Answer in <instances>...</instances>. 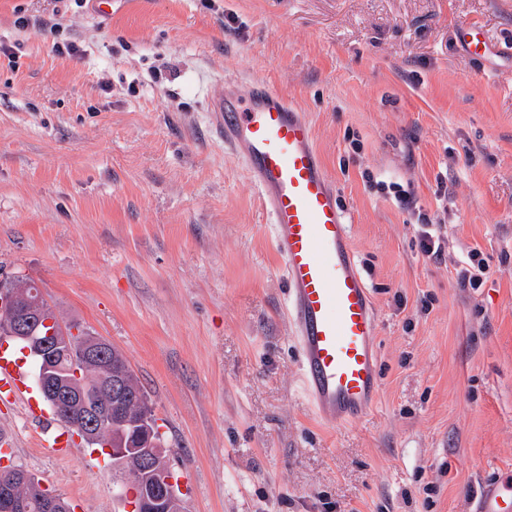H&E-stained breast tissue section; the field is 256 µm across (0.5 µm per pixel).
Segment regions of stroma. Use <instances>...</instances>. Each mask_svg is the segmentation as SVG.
Instances as JSON below:
<instances>
[{"label": "stroma", "mask_w": 512, "mask_h": 512, "mask_svg": "<svg viewBox=\"0 0 512 512\" xmlns=\"http://www.w3.org/2000/svg\"><path fill=\"white\" fill-rule=\"evenodd\" d=\"M0 43V279L121 350L185 512H471L512 470V0H0ZM253 81L312 124L377 310L376 403L335 427L300 388L260 195L210 127ZM369 175L440 216L441 258ZM0 432L74 512L125 505L107 455H57L23 405ZM458 39L466 47L468 55L475 60L482 59L489 49L480 29L474 25H462L458 30ZM480 256L481 252L477 249H472L468 252L467 259L463 262L467 267L462 268L459 272L464 286L468 283L471 288H477L479 285L481 276L486 270V265Z\"/></svg>", "instance_id": "1"}]
</instances>
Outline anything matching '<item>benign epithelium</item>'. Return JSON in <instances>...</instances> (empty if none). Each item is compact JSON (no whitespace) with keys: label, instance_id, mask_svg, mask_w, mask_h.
I'll return each mask as SVG.
<instances>
[{"label":"benign epithelium","instance_id":"1","mask_svg":"<svg viewBox=\"0 0 512 512\" xmlns=\"http://www.w3.org/2000/svg\"><path fill=\"white\" fill-rule=\"evenodd\" d=\"M26 296L17 290L3 288L0 290V304L12 310V319L8 327L9 335L21 339L29 344V350L38 358L42 365L43 382L41 392L54 400L70 399L78 395V391L70 377L60 372L56 365L58 354L68 352L79 346L89 348L96 352L93 361L98 366L101 377L107 381V388L111 389L109 398L101 407L89 411L83 420V430L86 435L97 434L101 425L112 426L120 421L124 426L137 428V434L147 448L140 452H128L125 448L112 451V465L121 470L128 464L138 468L150 467L153 456L157 452L154 448V425L147 415L134 414L127 410L126 403L131 398L126 385L122 381L125 369L117 366L112 355L100 343L99 339L86 333L83 329L72 327L62 330L55 343L50 344L36 336L31 325L33 320L27 316L23 309ZM139 512H176L182 501L177 497L173 487L159 485L154 482L142 481L139 485ZM24 502L18 497L15 482L5 481L0 484V512H20Z\"/></svg>","mask_w":512,"mask_h":512}]
</instances>
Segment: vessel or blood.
<instances>
[{"label": "vessel or blood", "mask_w": 512, "mask_h": 512, "mask_svg": "<svg viewBox=\"0 0 512 512\" xmlns=\"http://www.w3.org/2000/svg\"><path fill=\"white\" fill-rule=\"evenodd\" d=\"M458 38L482 59L489 46L465 24ZM215 133L242 161L261 193L272 242L283 259L288 314L301 352L303 390L316 417L332 426L363 415L379 392L374 336L377 311L359 269L348 220L303 112L254 82L209 104ZM32 386L13 349L0 345V402L38 413ZM473 512H512V474L483 485Z\"/></svg>", "instance_id": "vessel-or-blood-1"}]
</instances>
